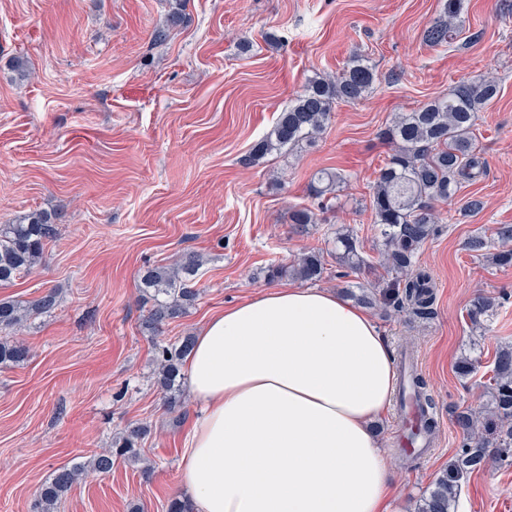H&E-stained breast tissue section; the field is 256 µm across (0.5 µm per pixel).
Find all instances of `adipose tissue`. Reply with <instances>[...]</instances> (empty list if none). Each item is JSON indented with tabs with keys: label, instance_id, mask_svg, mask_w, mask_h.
<instances>
[{
	"label": "adipose tissue",
	"instance_id": "1",
	"mask_svg": "<svg viewBox=\"0 0 512 512\" xmlns=\"http://www.w3.org/2000/svg\"><path fill=\"white\" fill-rule=\"evenodd\" d=\"M197 405L179 468L191 512H392L372 425L396 371L371 317L271 288L213 313L183 363Z\"/></svg>",
	"mask_w": 512,
	"mask_h": 512
}]
</instances>
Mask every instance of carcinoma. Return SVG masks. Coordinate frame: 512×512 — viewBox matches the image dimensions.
<instances>
[{
	"label": "carcinoma",
	"mask_w": 512,
	"mask_h": 512,
	"mask_svg": "<svg viewBox=\"0 0 512 512\" xmlns=\"http://www.w3.org/2000/svg\"><path fill=\"white\" fill-rule=\"evenodd\" d=\"M173 2L165 27L155 31L157 41L165 40L169 30L183 23L185 0ZM460 12V0H445L443 17L424 32V42L431 47L448 43L461 26ZM376 79L375 68L361 56L353 57L336 77L314 74L307 79L301 94L278 115L270 131L252 146L249 163L256 165L272 153L312 138L329 125L335 105L362 99ZM499 93L500 85L492 77L461 83L450 94L416 111L402 113L380 132L391 153L379 169L370 209L383 239L379 266L395 274L391 283L394 297L385 306L411 319L428 318L434 303L430 278L417 267L418 250L438 232L440 219L434 203L448 201L463 183L483 172V162L475 153V126L478 112ZM342 180L341 173L328 169L314 175L310 191L321 200V209L336 208L334 191ZM289 222L305 226L318 223V218L311 209L296 207L289 213ZM55 234L50 216L40 211L13 224H0V285L12 284L40 263L46 242ZM497 237L502 248L492 253V260L499 267H512V224L499 227ZM336 247L340 248V262L358 271L366 265L353 231L336 233ZM201 267L200 256L187 253L175 267L157 266L143 271L140 288L152 301L144 322L146 329L155 332L195 306L196 277ZM324 271L323 255L313 250L291 265L269 266L266 275L271 280L291 277L316 282ZM505 303L504 297L480 293L473 299L467 317L471 324L479 325ZM57 305L58 294L53 289L33 301L0 300V330H18L28 317L48 314ZM192 347L191 336L156 346L155 384L170 410L184 400L181 369ZM28 356L29 348L22 341L0 338V364L19 365ZM489 372L490 403L480 411L466 408L456 413L455 423L462 432L459 450L420 498L417 512H456L462 486L471 473L491 462L512 465V344L497 349ZM148 433V426L131 424L113 439L111 447L90 460L57 469L37 492V512H57L60 501L81 476L108 473L119 462L140 461L141 444Z\"/></svg>",
	"instance_id": "cac0c4a2"
}]
</instances>
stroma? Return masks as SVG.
Segmentation results:
<instances>
[{
  "label": "stroma",
  "instance_id": "obj_1",
  "mask_svg": "<svg viewBox=\"0 0 512 512\" xmlns=\"http://www.w3.org/2000/svg\"><path fill=\"white\" fill-rule=\"evenodd\" d=\"M445 0H186L185 20L164 41L168 0H0V224L33 211L57 228L40 264L0 299L30 301L56 289L52 314L27 321L30 356L0 366V512H33L38 487L62 466L109 447L127 425L144 423L153 467L115 465L79 480L61 512H165L181 493L179 460L193 399L168 410L154 384L155 346L196 335L211 314L294 279L268 281L273 264L320 249L328 271L317 286L341 291L375 274L331 254V232L347 226L364 255L381 240L369 196L390 148L379 136L399 113L492 76L499 96L479 114L484 172L438 204L440 232L418 252L436 284L426 321L370 309L392 351L410 349L435 403L434 453L414 461L396 443V411L375 425L396 475V512H415L455 456L452 407L488 396L480 377L461 378L460 357L491 362L512 342V301L486 330L467 311L477 293L512 294V268L466 250L475 235L496 243L512 224V0H461L463 31L430 47L423 33ZM367 57L377 80L359 102L338 104L314 141L250 164L252 145L313 73L342 72ZM27 61L31 74L14 69ZM333 169L336 210L306 229L293 207H316L315 172ZM482 209H462L467 197ZM202 255L200 296L160 335L145 330L141 269ZM457 512H512V466L473 472Z\"/></svg>",
  "mask_w": 512,
  "mask_h": 512
}]
</instances>
